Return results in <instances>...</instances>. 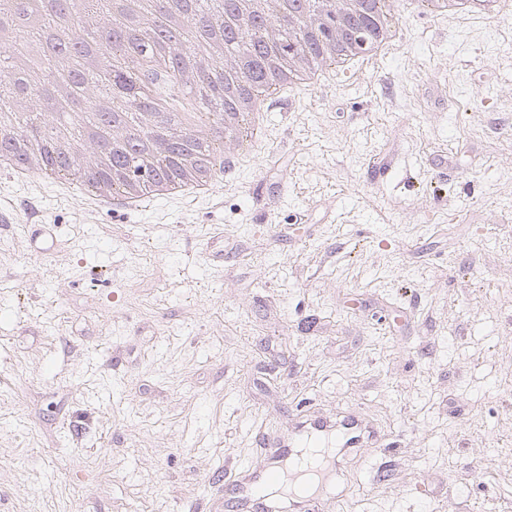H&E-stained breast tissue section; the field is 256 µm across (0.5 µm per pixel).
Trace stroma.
<instances>
[{
  "instance_id": "stroma-1",
  "label": "stroma",
  "mask_w": 512,
  "mask_h": 512,
  "mask_svg": "<svg viewBox=\"0 0 512 512\" xmlns=\"http://www.w3.org/2000/svg\"><path fill=\"white\" fill-rule=\"evenodd\" d=\"M393 19L210 193L0 173L60 244L0 232V512H229L212 473L349 412L321 512H512V17Z\"/></svg>"
}]
</instances>
